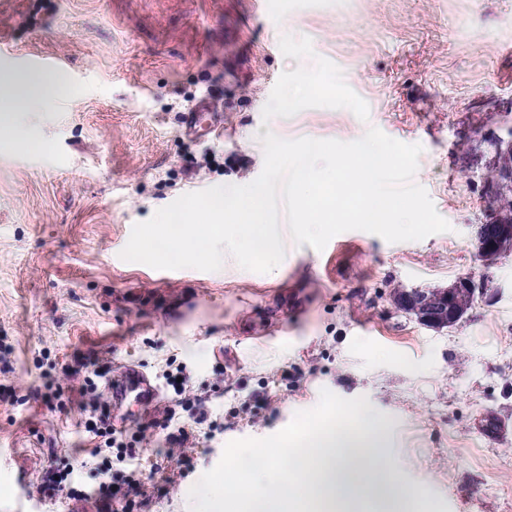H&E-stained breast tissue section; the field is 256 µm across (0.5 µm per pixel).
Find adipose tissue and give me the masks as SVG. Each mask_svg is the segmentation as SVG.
<instances>
[{
  "label": "adipose tissue",
  "instance_id": "1",
  "mask_svg": "<svg viewBox=\"0 0 512 512\" xmlns=\"http://www.w3.org/2000/svg\"><path fill=\"white\" fill-rule=\"evenodd\" d=\"M62 77L34 73L22 77L11 109L29 112L47 100ZM281 450L256 449L258 466L272 468L274 484L246 496L236 469L227 481L243 493L247 512H279L290 503L294 512H355L359 503L378 500L383 512H409V497L397 490V477L384 462L386 445L376 420L364 411L348 413L333 425L308 424L304 442L283 439Z\"/></svg>",
  "mask_w": 512,
  "mask_h": 512
}]
</instances>
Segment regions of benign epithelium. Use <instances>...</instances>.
I'll return each instance as SVG.
<instances>
[{
    "label": "benign epithelium",
    "mask_w": 512,
    "mask_h": 512,
    "mask_svg": "<svg viewBox=\"0 0 512 512\" xmlns=\"http://www.w3.org/2000/svg\"><path fill=\"white\" fill-rule=\"evenodd\" d=\"M477 255L487 267L512 252V216L494 212L484 223L477 225ZM476 284L469 277H462L442 292L429 294L423 290H403L399 293V307L416 314L419 320L432 328H443L457 323L463 313L452 304L456 293L474 294Z\"/></svg>",
    "instance_id": "obj_1"
}]
</instances>
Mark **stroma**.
<instances>
[{
	"label": "stroma",
	"instance_id": "35a3bbf8",
	"mask_svg": "<svg viewBox=\"0 0 512 512\" xmlns=\"http://www.w3.org/2000/svg\"><path fill=\"white\" fill-rule=\"evenodd\" d=\"M0 0V98L37 62L61 61L48 107L13 115L29 151L0 138V512H100L96 500L39 488L51 463L97 481L81 404L100 398L114 428L144 416L107 396L133 365L185 366L188 394L223 422L170 449L161 427L135 447L143 469L167 460L183 478L149 481L145 512L203 506L205 479L253 466L313 419L367 410L416 512H512V253L476 254L498 139L512 134V0ZM314 58L285 57L283 35ZM334 63L369 107L309 108L264 120L279 76ZM210 102L224 137L184 136L179 117ZM423 148L414 177L449 222L445 233L386 242L351 230L323 250L284 235L268 273L225 256L219 270H156L120 253L133 226L183 194L246 185L264 165L260 137L360 139L368 127ZM478 285L462 319L434 329L395 301L400 290ZM95 375V389L84 378ZM505 423L498 437L476 418Z\"/></svg>",
	"mask_w": 512,
	"mask_h": 512
}]
</instances>
